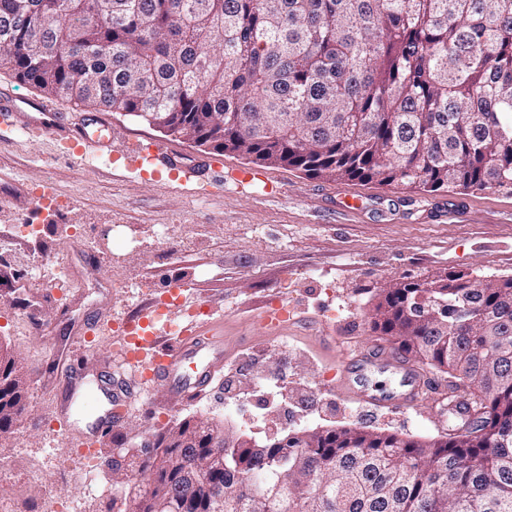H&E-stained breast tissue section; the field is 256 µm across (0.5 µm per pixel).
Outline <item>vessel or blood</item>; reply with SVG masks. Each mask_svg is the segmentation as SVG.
Segmentation results:
<instances>
[{"label": "vessel or blood", "mask_w": 512, "mask_h": 512, "mask_svg": "<svg viewBox=\"0 0 512 512\" xmlns=\"http://www.w3.org/2000/svg\"><path fill=\"white\" fill-rule=\"evenodd\" d=\"M0 127L19 132L40 129L45 135L68 143L78 153L103 159L114 168L130 172L151 169L155 174H167L182 184L203 181L223 184L225 179L221 163L204 157L187 160L182 153L162 144H153L135 151L119 149L112 144L109 125L99 116L89 117L83 125H71L65 115L40 105L22 108L13 99L0 96ZM219 320L208 318L190 321L181 333L169 341L154 334L123 336L119 342L125 346L122 358L126 373L115 375L113 360H105L97 375L73 364V348H57L58 361L69 362L65 383L70 401L128 402L135 384L160 381L176 392L192 395L210 392L214 380L224 367V338L219 331ZM346 376L343 387L350 398L375 407L408 410L414 408L426 390V377L412 369L402 359L382 352H359L346 356ZM375 368H390L402 377L398 391L372 392L367 377Z\"/></svg>", "instance_id": "vessel-or-blood-1"}]
</instances>
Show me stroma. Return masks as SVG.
I'll list each match as a JSON object with an SVG mask.
<instances>
[{
  "label": "stroma",
  "mask_w": 512,
  "mask_h": 512,
  "mask_svg": "<svg viewBox=\"0 0 512 512\" xmlns=\"http://www.w3.org/2000/svg\"><path fill=\"white\" fill-rule=\"evenodd\" d=\"M17 104L38 103L64 112L70 123L89 111L20 83L0 68V92ZM115 144L136 139L166 144L187 159L207 155L195 145L132 119L107 113ZM262 181L241 192L213 188L197 195L165 175L112 172L83 162L46 137L12 134L0 143V276L29 271L46 260L33 288L57 270L78 284L49 301L39 316L20 313L0 291V344L7 345L28 382L24 422L0 439V457L13 470L37 465L42 484L12 480L15 512H42L46 490L79 495L78 512H109L111 473L99 466L90 494H78L59 469L61 430L50 428L64 403L65 368L50 346L70 347L79 323L94 317L119 322L153 301L112 286L113 270L132 281L159 285L191 281L173 319L185 322L194 305L224 311V363L239 368L242 399L184 395L160 384L140 389L113 427L126 445L146 447L156 434L188 416H204L226 433L263 443L292 431L319 427L386 430L430 439L459 425L443 402L423 398L416 408H368L344 397L338 383L345 352L395 353L392 338L373 333L371 320L383 288L425 282L448 272L512 275V193L474 191L423 194L404 186L361 180H323L280 165L261 166ZM48 187L65 197L57 216L30 212L34 191ZM39 224L38 235L14 239L15 225ZM161 224H189L193 233L159 242ZM283 307L288 327L262 326L264 312ZM286 372L303 385L314 407H285L258 379Z\"/></svg>",
  "instance_id": "35a3bbf8"
}]
</instances>
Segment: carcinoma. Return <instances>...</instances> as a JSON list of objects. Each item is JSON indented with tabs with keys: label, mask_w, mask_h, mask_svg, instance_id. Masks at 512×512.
Masks as SVG:
<instances>
[{
	"label": "carcinoma",
	"mask_w": 512,
	"mask_h": 512,
	"mask_svg": "<svg viewBox=\"0 0 512 512\" xmlns=\"http://www.w3.org/2000/svg\"><path fill=\"white\" fill-rule=\"evenodd\" d=\"M0 68L308 177L512 190V0H0ZM462 278L383 289L372 330L455 378L468 433H296L284 460L192 416L136 459L110 437L112 490L129 512H512V276ZM26 390L0 346V437Z\"/></svg>",
	"instance_id": "obj_1"
}]
</instances>
